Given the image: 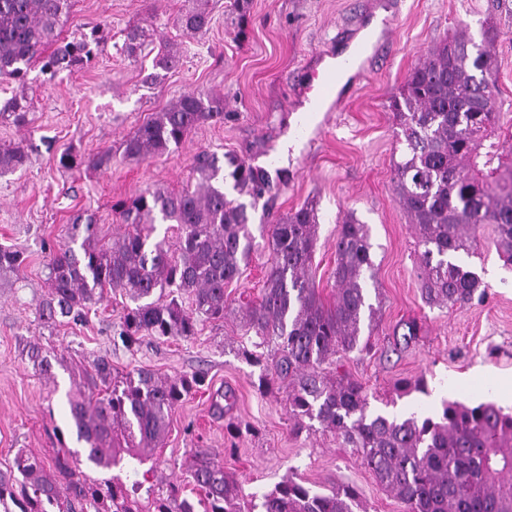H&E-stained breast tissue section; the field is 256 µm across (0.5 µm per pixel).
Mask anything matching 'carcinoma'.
<instances>
[{"label": "carcinoma", "mask_w": 512, "mask_h": 512, "mask_svg": "<svg viewBox=\"0 0 512 512\" xmlns=\"http://www.w3.org/2000/svg\"><path fill=\"white\" fill-rule=\"evenodd\" d=\"M71 7L72 0H0V77L20 87L0 112L18 126L28 124L32 112L25 80L32 66L53 81L91 64L111 38L105 24L78 39L61 36ZM210 23L209 0H196L179 17L191 36L205 34ZM144 38L140 27L126 31L127 57L137 58ZM180 64V51L164 47L144 83H157L160 72ZM495 73L493 50L464 33L429 50L389 105L404 145L402 159L393 163L392 182L422 247L420 290L431 308L463 306L485 293L482 279L459 262L460 254L475 253L485 225H494L500 256L512 265V156L499 153L500 138L512 140V120L505 119L496 99ZM222 122L223 96L187 93L143 122L123 142V157L141 161L167 154L193 129ZM27 159L20 145H1L0 176L22 168ZM111 161L109 152L66 153L60 159L67 169L101 168ZM227 165L203 152L194 165L195 187L178 193L147 190L115 201L112 211L127 231L112 239L100 236L93 216L74 217L67 237L80 245H63L48 262L41 322L53 327L60 317L80 321L114 289L132 302L118 333L128 349L142 335L190 339L201 316L224 320V286L240 276L259 246L249 211L267 187L266 174L246 161L229 156ZM229 180L250 202L227 197ZM158 219L177 225L174 243L155 239ZM316 232L317 214L309 204L268 225L263 293L243 313L255 341L241 352L247 362L263 367L260 390L285 388L292 431H309L316 422L334 434L401 500L405 512H512V411L491 400L444 399L428 414L413 411L401 418L373 412L359 382L327 371L370 349L380 306L368 297L375 268L367 226L352 215L342 222L335 243L336 300L328 307L308 286ZM25 261L22 251L0 245L1 272H15ZM399 327L406 346L421 330L415 319ZM22 353L36 372L53 375L42 345L29 342ZM204 383L202 373L174 379L143 367L120 373L110 358L97 357L68 400L70 432L85 445L84 454L64 446L47 466L18 449L13 466L0 470V501L19 490L28 504L23 512H43L45 504L51 512H367L353 487L318 492L291 469L246 510L241 487L207 448H193L185 459L195 496L154 482L156 450L171 413ZM396 391L399 398L430 394L422 377L400 380ZM123 472H140L142 479L130 484Z\"/></svg>", "instance_id": "obj_1"}]
</instances>
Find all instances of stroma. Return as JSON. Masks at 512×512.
Here are the masks:
<instances>
[{
    "instance_id": "1",
    "label": "stroma",
    "mask_w": 512,
    "mask_h": 512,
    "mask_svg": "<svg viewBox=\"0 0 512 512\" xmlns=\"http://www.w3.org/2000/svg\"><path fill=\"white\" fill-rule=\"evenodd\" d=\"M232 3L212 0L208 32L192 38L177 25L185 0H74L65 37H80L104 22L110 40L91 65L54 81L31 68L30 127L0 118V145L23 144L29 156L22 169L0 177V244L27 257L19 271L0 272V469L9 468L21 448L49 460L59 445H75L67 405L74 381L60 366L50 379L32 369L21 350L37 341L73 364L87 366L105 355L122 372L140 366L170 378L204 372V386L172 413L159 451V477L183 490L191 488L183 466L187 449L207 448L247 495L271 489L293 467L320 491L354 486L368 512H405L333 434L317 427L294 434L286 392L262 395L259 367L242 358L251 339L234 311L260 299L267 250H256L227 285L231 311L224 320L200 322L187 340L143 336L133 348L124 347L118 332L130 301L118 290L106 294L87 321L48 329L38 319L49 256L64 244L74 216L93 215L102 235L122 234L113 202L149 188L179 192L195 182L198 153H230L273 176L251 214L254 236L304 203L315 205L318 240L310 283L324 303L336 294L334 243L343 219L351 214L367 225L381 311L371 351L352 353L343 370L372 394V407L392 398L402 379L426 377L431 393L417 405L430 412L446 398L495 399L496 380L512 377V267L499 256L493 226L484 228L476 255L465 260L486 283L485 295L449 310L421 298L419 248L392 183L402 146L389 109L407 74L432 47L463 31L481 40L489 26L498 60L496 97L512 105V7H498L497 0H250L242 33ZM381 14L391 22L389 32L378 35L357 90L337 111H307L310 70L342 55ZM137 25L147 37L132 61L121 46L126 29ZM165 40L181 46L182 65L157 84H144ZM193 90L223 94V122L194 129L168 154L139 162L123 158L122 143L139 125ZM68 152H108L112 162L70 170L60 163ZM408 318L418 319L422 329L403 350L394 329ZM224 386L234 389L236 402L223 420L213 417L210 395ZM231 421L251 423L255 431L231 435Z\"/></svg>"
}]
</instances>
